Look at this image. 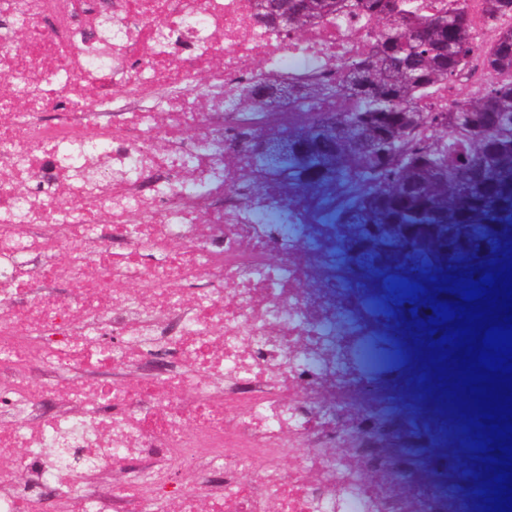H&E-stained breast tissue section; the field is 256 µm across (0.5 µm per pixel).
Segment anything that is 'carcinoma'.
I'll return each instance as SVG.
<instances>
[{
    "mask_svg": "<svg viewBox=\"0 0 512 512\" xmlns=\"http://www.w3.org/2000/svg\"><path fill=\"white\" fill-rule=\"evenodd\" d=\"M343 0H288L289 25L301 30ZM378 31L362 57L339 66L330 82L288 83V98L344 95L349 106L304 118L274 146L252 151L288 159V183L317 192L336 183V244L362 270L382 272L399 252L418 263L430 254L450 275L512 242V0H485L487 22L499 26L483 64L492 75L473 96L423 112L417 101L453 81L477 38L461 3L419 13L413 0H354ZM405 112L402 124L394 116ZM495 114L488 128L485 113ZM366 434L377 446L396 419L390 408L369 413Z\"/></svg>",
    "mask_w": 512,
    "mask_h": 512,
    "instance_id": "obj_1",
    "label": "carcinoma"
}]
</instances>
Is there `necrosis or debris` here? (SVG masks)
Returning <instances> with one entry per match:
<instances>
[{
	"mask_svg": "<svg viewBox=\"0 0 512 512\" xmlns=\"http://www.w3.org/2000/svg\"><path fill=\"white\" fill-rule=\"evenodd\" d=\"M464 6L471 62L424 110L487 78L495 31ZM365 38L349 10L284 33L254 0H0V512H485L482 422L419 361L434 265L358 271L335 186L282 180L321 248L274 261L262 177L224 144L298 122L239 92L326 79ZM411 391L397 430L442 457L334 413Z\"/></svg>",
	"mask_w": 512,
	"mask_h": 512,
	"instance_id": "4bbe7bcc",
	"label": "necrosis or debris"
}]
</instances>
